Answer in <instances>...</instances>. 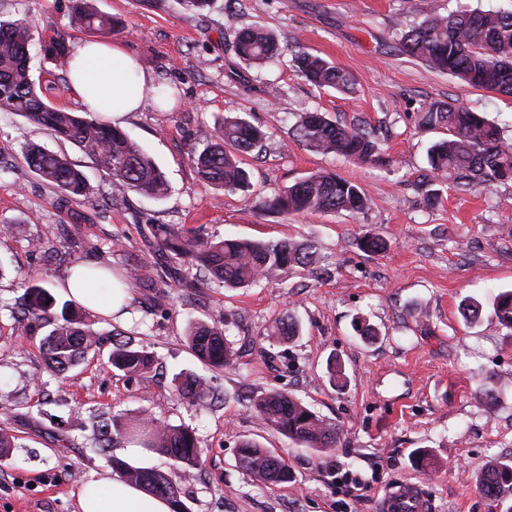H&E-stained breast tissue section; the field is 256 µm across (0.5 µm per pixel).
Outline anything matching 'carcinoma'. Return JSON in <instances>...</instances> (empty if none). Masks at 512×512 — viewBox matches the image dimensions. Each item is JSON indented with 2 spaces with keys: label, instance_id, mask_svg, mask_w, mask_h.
<instances>
[{
  "label": "carcinoma",
  "instance_id": "obj_1",
  "mask_svg": "<svg viewBox=\"0 0 512 512\" xmlns=\"http://www.w3.org/2000/svg\"><path fill=\"white\" fill-rule=\"evenodd\" d=\"M71 21L104 37L116 28L112 17L99 12L91 0H72ZM395 40L402 52L464 86L512 97V10L465 8L444 14L430 4L420 10L419 20L395 31ZM30 41V30L24 21L0 20V112L16 113L77 146L106 175L115 192L111 200H118L128 191L165 198L169 184L164 172L123 130L105 123L90 110L78 115L43 100L26 58ZM231 49L241 63L259 65L280 56L281 41L272 31L246 27L235 30ZM293 63L296 71L319 89L355 93L352 75L324 57L300 48ZM419 123L427 131L447 132L428 151V177L460 192L512 180V137L505 136L482 113L435 101L422 110ZM292 135L299 145L314 152L333 153L362 163L382 161L372 129L360 124H339L316 110L297 113ZM205 140L206 146L192 153L199 180L228 192L245 190L249 175L242 167L241 156L261 151L264 133L243 118H226ZM24 157L28 168L56 189L61 199L93 201L94 192L86 176L65 155L29 146ZM368 207L369 198L357 184L324 171L311 173L268 203L270 210L284 216L340 212L354 215ZM155 240L158 248L170 252L173 258L202 269L209 282L219 288L252 287L268 278L311 272L319 262L313 245L292 240L206 239L192 230L168 224L156 226ZM356 245L370 253L387 248L386 240L375 233L358 238ZM50 298L46 288L29 286L21 317L35 321L45 318L52 309L46 304ZM73 305L72 299L63 303L61 317L51 321L53 329L46 337L48 363L59 373L73 368L100 345V333L91 328V323L69 313ZM492 308L499 323L512 329V291L499 294ZM459 310L465 322L472 325L480 320L483 304L465 298ZM299 332V324L293 319H280L269 326L266 339L273 346ZM188 346L201 362L213 367H224L234 360L226 329L216 324L191 323ZM109 360L114 368L130 376L147 374L154 364L151 353L130 338L113 346ZM177 391L199 401L209 395L206 381L193 374L181 379ZM497 396L496 383L485 379L477 397L490 405ZM252 407L266 425L305 448L326 453L340 442L338 427L284 392L256 396ZM93 434L105 453L126 441L153 448L186 471L197 466L201 458L193 431L151 415L132 421L104 417L93 423ZM238 461L245 472L259 481L282 484L291 479L285 458L253 440L239 443ZM111 462L129 482L169 500L173 512H182L184 504L179 492L163 474L134 467L116 457ZM476 484L490 499L512 490V459L489 464Z\"/></svg>",
  "mask_w": 512,
  "mask_h": 512
}]
</instances>
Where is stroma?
I'll use <instances>...</instances> for the list:
<instances>
[{
  "label": "stroma",
  "mask_w": 512,
  "mask_h": 512,
  "mask_svg": "<svg viewBox=\"0 0 512 512\" xmlns=\"http://www.w3.org/2000/svg\"><path fill=\"white\" fill-rule=\"evenodd\" d=\"M425 0H214L203 14L177 0H95L121 23L112 38L149 72L166 100H146L120 119L165 173L166 199L135 192L111 202V186L70 142L55 139L24 117L0 112V430L17 446L0 457V512H74L90 479L111 473L110 456L90 444L100 411L127 419L150 411L159 421L193 430L202 450L186 471L150 453L147 468L180 491L188 512H376L394 484L419 485L430 512H512V491L495 499L477 488L493 461L512 457V332L488 304L512 290V180L461 194L424 180L427 153L440 137L421 131L418 114L434 100L457 101L486 113L512 135V98L461 86L399 52L395 28L417 17ZM0 19H21L31 33L30 67L43 98L83 112L66 67L44 47L55 36L75 46L87 32L71 23V0H0ZM262 26L280 35L276 62L248 68L231 51L235 29ZM348 71L356 92L313 87L291 63L295 47ZM311 109L335 121H360L381 142L386 165L354 164L291 143L296 112ZM242 116L265 135L262 156H245L247 192L200 183L191 160L202 131ZM35 143L65 153L96 188L94 201L59 206L53 189L27 166L23 149ZM317 170L357 183L370 199L365 213L286 217L269 200ZM184 226L213 238L292 239L313 243L324 269L224 289L196 279L194 269L158 251L153 225ZM373 232L385 252L361 251L356 238ZM83 264L129 280L128 311L100 315L101 350L66 373L46 365L41 323H18L17 303L38 284L58 293L71 267ZM485 306L465 325L463 298ZM292 317L300 334L272 346L264 333ZM378 329L373 342L353 324ZM227 325L232 365L213 368L187 347L189 321ZM134 333L154 356L151 373L131 377L112 367L110 340ZM344 370L335 388L329 360ZM206 380L211 398L179 396L174 379ZM498 381L494 404L474 392ZM281 391L339 427L336 448L318 453L290 442L251 408L253 397ZM251 439L287 459L290 482L267 485L239 465L240 440ZM419 448L438 460L433 474L415 462Z\"/></svg>",
  "instance_id": "obj_1"
}]
</instances>
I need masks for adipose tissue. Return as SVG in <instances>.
<instances>
[{"mask_svg": "<svg viewBox=\"0 0 512 512\" xmlns=\"http://www.w3.org/2000/svg\"><path fill=\"white\" fill-rule=\"evenodd\" d=\"M70 91L83 105L114 121L139 111L157 89L148 73L118 42H85L69 61ZM66 293L84 307L113 315L129 295L125 288H106L87 283L83 268H75L64 284ZM77 512H172L170 504L120 474L87 482L77 497Z\"/></svg>", "mask_w": 512, "mask_h": 512, "instance_id": "ef3b65f1", "label": "adipose tissue"}]
</instances>
